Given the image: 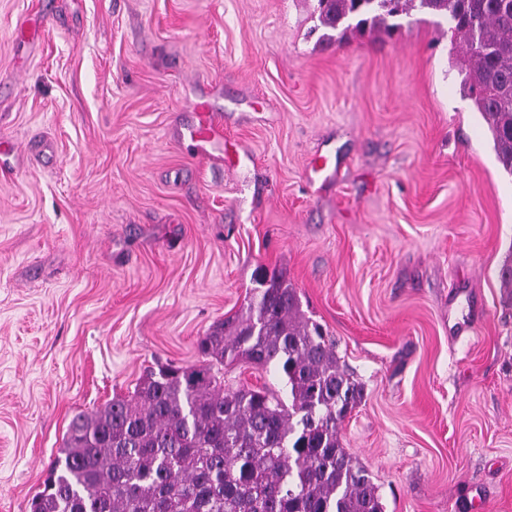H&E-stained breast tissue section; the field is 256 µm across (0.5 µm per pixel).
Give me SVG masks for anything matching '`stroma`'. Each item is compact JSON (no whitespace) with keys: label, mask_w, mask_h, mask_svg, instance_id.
I'll return each mask as SVG.
<instances>
[{"label":"stroma","mask_w":512,"mask_h":512,"mask_svg":"<svg viewBox=\"0 0 512 512\" xmlns=\"http://www.w3.org/2000/svg\"><path fill=\"white\" fill-rule=\"evenodd\" d=\"M316 5L0 0V512L260 265L362 385L342 441L385 512H512V174L444 18L327 39ZM200 101L233 168L183 136Z\"/></svg>","instance_id":"stroma-1"}]
</instances>
